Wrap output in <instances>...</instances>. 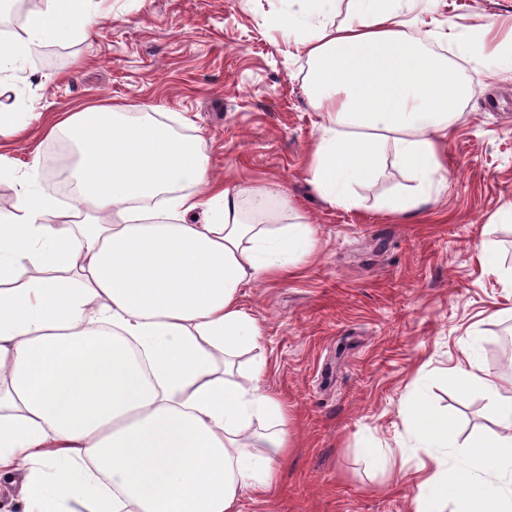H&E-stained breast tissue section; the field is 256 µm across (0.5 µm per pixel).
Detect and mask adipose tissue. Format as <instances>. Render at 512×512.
Returning a JSON list of instances; mask_svg holds the SVG:
<instances>
[{"instance_id":"1","label":"adipose tissue","mask_w":512,"mask_h":512,"mask_svg":"<svg viewBox=\"0 0 512 512\" xmlns=\"http://www.w3.org/2000/svg\"><path fill=\"white\" fill-rule=\"evenodd\" d=\"M90 0H48L24 38L0 48V73L30 62L61 32L85 37ZM289 0L273 27L293 34L312 64L308 98L323 121L311 183L329 205L353 209L357 186L382 173L385 153L413 185L383 202L417 212L443 180V149L465 89L443 59L419 0ZM142 103L91 104L50 127L79 152L76 203L60 208L33 184L0 213V477L22 475L26 512H239L244 492L270 493L288 457L283 404L228 378L224 357L257 345L240 304L248 285L294 273L313 230L262 185L220 182L195 139ZM162 197L157 211L144 200ZM205 209L204 224L186 216ZM486 400L493 432L446 467L454 420L425 399L405 415L436 449L416 512H512V395L470 358L451 371ZM262 443L252 452L249 441ZM495 469L496 486L485 477Z\"/></svg>"}]
</instances>
